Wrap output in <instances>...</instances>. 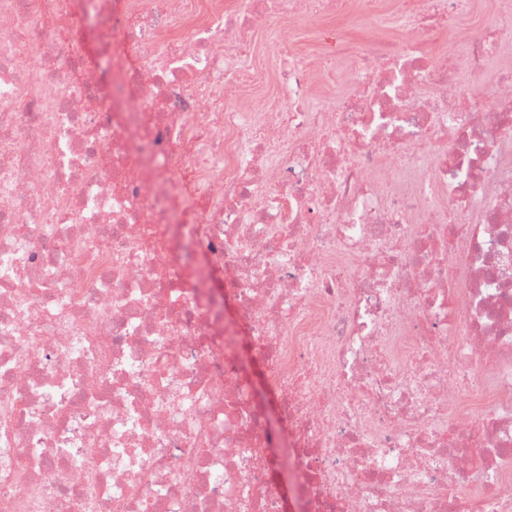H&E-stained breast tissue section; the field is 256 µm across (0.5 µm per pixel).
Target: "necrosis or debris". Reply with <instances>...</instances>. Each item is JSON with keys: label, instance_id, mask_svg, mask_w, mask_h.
Wrapping results in <instances>:
<instances>
[{"label": "necrosis or debris", "instance_id": "4bbe7bcc", "mask_svg": "<svg viewBox=\"0 0 512 512\" xmlns=\"http://www.w3.org/2000/svg\"><path fill=\"white\" fill-rule=\"evenodd\" d=\"M350 10L398 34L317 103ZM473 12L0 0V512H512V0L424 60ZM296 27L300 46L310 52H340L342 58V50L349 43L360 42L369 49L375 47L371 26L354 12L321 22L303 21Z\"/></svg>", "mask_w": 512, "mask_h": 512}]
</instances>
